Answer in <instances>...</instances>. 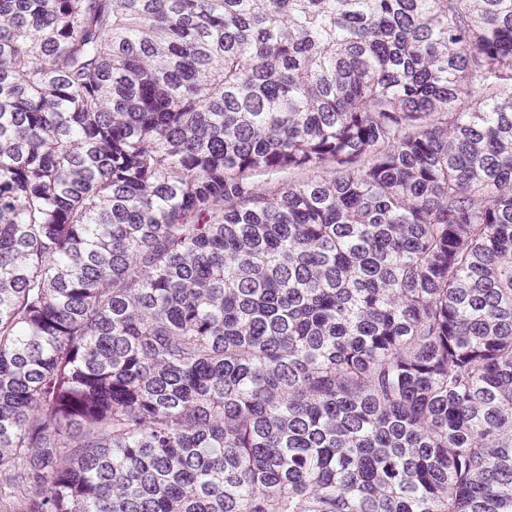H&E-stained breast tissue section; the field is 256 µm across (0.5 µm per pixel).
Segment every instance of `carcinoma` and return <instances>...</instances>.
I'll use <instances>...</instances> for the list:
<instances>
[{"label":"carcinoma","mask_w":512,"mask_h":512,"mask_svg":"<svg viewBox=\"0 0 512 512\" xmlns=\"http://www.w3.org/2000/svg\"><path fill=\"white\" fill-rule=\"evenodd\" d=\"M0 475L512 512V0H0Z\"/></svg>","instance_id":"obj_1"}]
</instances>
